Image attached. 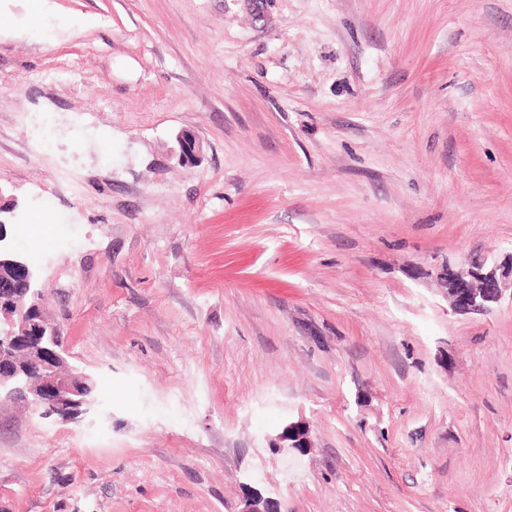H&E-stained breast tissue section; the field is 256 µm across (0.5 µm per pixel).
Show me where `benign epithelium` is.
<instances>
[{
	"label": "benign epithelium",
	"instance_id": "benign-epithelium-1",
	"mask_svg": "<svg viewBox=\"0 0 512 512\" xmlns=\"http://www.w3.org/2000/svg\"><path fill=\"white\" fill-rule=\"evenodd\" d=\"M175 140L174 153L179 162L192 165L201 161L203 142L193 131L182 129ZM23 267L19 253L0 248V271L12 273ZM33 280V271L26 270L23 290L19 291L13 279L0 276V298L10 303L9 310L0 312V324L6 325L5 336L0 338V398L22 399L42 419L76 421L88 411L85 388L89 376L69 364L54 332L30 320L42 306L37 295L32 302L26 301ZM442 280L456 311H484L504 295L512 297V255L500 262L469 255L455 265H448ZM278 439L299 454L312 447L310 428L303 422L286 425ZM239 512H280V505L251 491L244 497Z\"/></svg>",
	"mask_w": 512,
	"mask_h": 512
}]
</instances>
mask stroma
I'll return each instance as SVG.
<instances>
[{
	"label": "stroma",
	"mask_w": 512,
	"mask_h": 512,
	"mask_svg": "<svg viewBox=\"0 0 512 512\" xmlns=\"http://www.w3.org/2000/svg\"><path fill=\"white\" fill-rule=\"evenodd\" d=\"M31 3L0 190L96 396L0 400V512H512V299L437 279L512 252V0ZM177 148L174 150L178 161L184 164H196L201 161L204 147L198 136L189 129L180 130L175 136ZM278 439L285 443L286 446L283 448H291L299 454H304L312 448L310 428L305 422L289 423L278 434ZM279 503L261 493L251 491L243 499V507L239 512H280Z\"/></svg>",
	"instance_id": "35a3bbf8"
}]
</instances>
